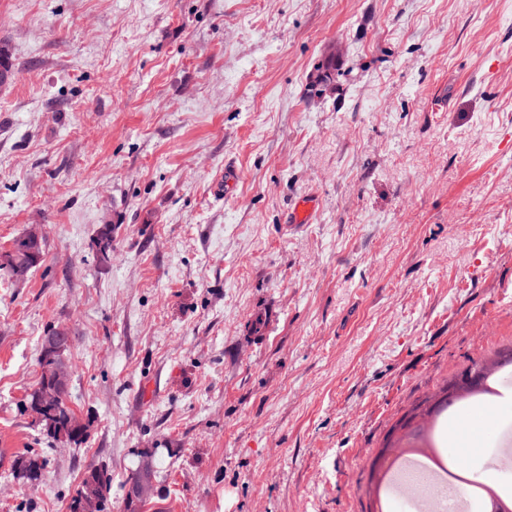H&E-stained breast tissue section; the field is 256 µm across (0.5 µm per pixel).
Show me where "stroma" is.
<instances>
[{
  "label": "stroma",
  "instance_id": "35a3bbf8",
  "mask_svg": "<svg viewBox=\"0 0 512 512\" xmlns=\"http://www.w3.org/2000/svg\"><path fill=\"white\" fill-rule=\"evenodd\" d=\"M0 46V512L94 468L112 512H407L398 449L512 349V0H0ZM52 328L77 449L23 409ZM25 236L35 243H39L43 239L41 232L36 229L27 231ZM31 241L26 240L22 235L13 242L11 254L16 260V265L13 266L9 261V266H6V268L10 276L16 280L22 279L24 276L27 277L29 271L36 267L42 258L43 242L35 244ZM11 254L9 256H11ZM507 356L512 362V350L501 353L499 359L491 366L472 361L471 365H468L458 378L448 385V406L478 396H492L495 389L491 387L490 382L494 379L498 369L504 366Z\"/></svg>",
  "mask_w": 512,
  "mask_h": 512
}]
</instances>
